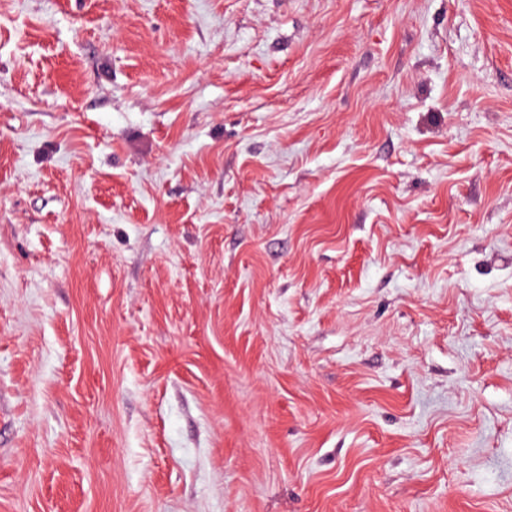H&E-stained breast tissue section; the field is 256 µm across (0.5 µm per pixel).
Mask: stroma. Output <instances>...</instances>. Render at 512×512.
Here are the masks:
<instances>
[{
	"label": "stroma",
	"instance_id": "obj_1",
	"mask_svg": "<svg viewBox=\"0 0 512 512\" xmlns=\"http://www.w3.org/2000/svg\"><path fill=\"white\" fill-rule=\"evenodd\" d=\"M0 512H512V0H0Z\"/></svg>",
	"mask_w": 512,
	"mask_h": 512
}]
</instances>
